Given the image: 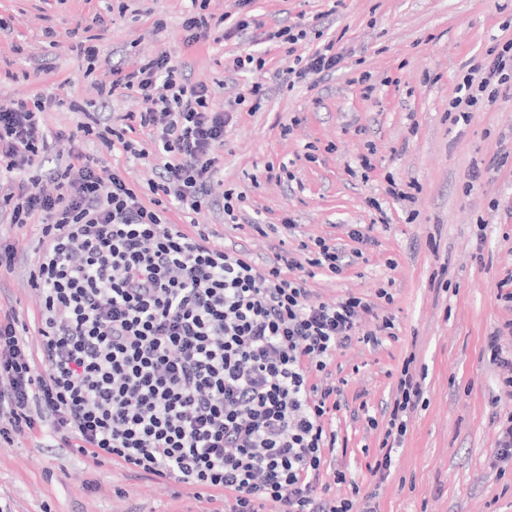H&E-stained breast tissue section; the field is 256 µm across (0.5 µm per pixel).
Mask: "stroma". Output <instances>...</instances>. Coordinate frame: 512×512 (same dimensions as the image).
Masks as SVG:
<instances>
[{
  "label": "stroma",
  "instance_id": "obj_1",
  "mask_svg": "<svg viewBox=\"0 0 512 512\" xmlns=\"http://www.w3.org/2000/svg\"><path fill=\"white\" fill-rule=\"evenodd\" d=\"M126 12H119V4ZM188 0H0V101L50 95L63 107L45 113L49 130L75 131L83 113L102 117L136 110L137 99L98 93L96 78L112 64L135 69L160 50L184 63L191 80L207 83L216 105L247 84L262 83L257 108L242 109L224 133L223 168L214 196L244 193L237 221L221 207L173 215L218 230L225 245H245L254 257L272 255L315 237L345 249L347 232L369 225L372 244L364 261L341 275L309 280L323 301L392 293L378 313L392 317L395 340L379 348L355 342L336 354L350 406L367 403L372 416L391 401L404 361L423 374V400L411 413L385 477L371 468L379 433L366 420L336 414L345 439L336 463L348 479L330 497H349L352 486L374 495L377 512H512V462H494L500 420L512 417V398L499 394L500 368L486 338L512 319L497 299V285L512 274V88L498 101L478 104L469 123L452 124L449 104L473 60L512 39V0H255L251 13L272 30L303 23L306 38L293 49L261 41L249 29L217 46L182 43ZM162 31H155L156 23ZM264 28V29H265ZM57 33L48 41L46 30ZM93 38L95 73L78 45ZM332 40L343 59L315 88L290 86L288 68ZM257 51L263 69L236 72L232 59ZM369 75L372 99L357 79ZM87 150L101 165L120 167L147 191L156 165L109 149ZM374 149L375 168L357 170ZM287 165L282 177L269 165ZM482 177L470 182L472 170ZM412 185L409 200L393 201L388 179ZM291 219L295 232L261 235L254 223ZM40 217L11 225L0 212V231L18 240L12 273L0 275V308L32 322L40 297L30 282L40 237ZM0 500L13 512H214L215 503L191 498L182 483L129 480L109 463L42 448L37 438L0 436Z\"/></svg>",
  "mask_w": 512,
  "mask_h": 512
}]
</instances>
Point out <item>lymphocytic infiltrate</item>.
<instances>
[{
  "label": "lymphocytic infiltrate",
  "instance_id": "lymphocytic-infiltrate-1",
  "mask_svg": "<svg viewBox=\"0 0 512 512\" xmlns=\"http://www.w3.org/2000/svg\"><path fill=\"white\" fill-rule=\"evenodd\" d=\"M190 4L188 46L222 43L255 22L244 13L215 33L207 0ZM508 83L512 40L459 82V120L470 122L472 107L496 102ZM98 92L133 96L140 107L120 115L117 128L87 113L68 134L43 126L55 97L0 102V205L14 225L44 219L30 274L42 298L32 327L40 349H29L14 312L0 317V422L135 477L183 483L198 496L223 493L224 512H376L367 497L326 496L324 472L346 479L335 466L332 421L344 390L333 363L352 340L379 347L395 324L377 318L375 301L325 302L307 286L362 259L371 236L351 230L357 247L349 252L319 237L257 260L207 228L172 222L173 212L211 203L224 130L247 100L261 99L260 83L217 109L208 85L162 51L133 71L111 67ZM84 136L137 158L164 155L151 198L119 168L98 166ZM53 140L67 143L68 163L47 194L38 172ZM372 317L375 327L366 328ZM422 397L421 381L403 366L386 423L368 419L384 430L375 471L390 469Z\"/></svg>",
  "mask_w": 512,
  "mask_h": 512
}]
</instances>
